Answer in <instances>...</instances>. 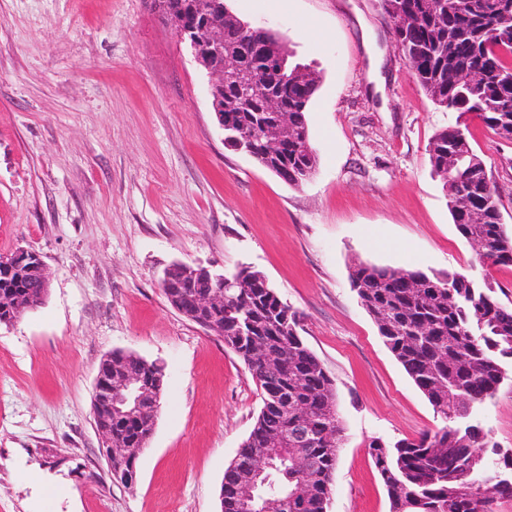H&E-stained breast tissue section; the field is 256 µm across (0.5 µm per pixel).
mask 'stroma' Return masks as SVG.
Masks as SVG:
<instances>
[{"label":"stroma","instance_id":"1","mask_svg":"<svg viewBox=\"0 0 512 512\" xmlns=\"http://www.w3.org/2000/svg\"><path fill=\"white\" fill-rule=\"evenodd\" d=\"M225 4L319 78L307 114L318 164L301 186L225 146L210 79L153 0H0V254L28 249L50 274L44 304L0 325V512H40L23 469L68 484L57 512H219L261 390L223 340L169 304L160 280L172 263L252 266L301 313L344 427L328 512H389L369 443L442 425L350 266L462 269L512 299V267L483 272L453 224L428 149L457 115L417 83L382 0ZM304 23L322 38L301 40ZM465 123L512 225V142ZM115 350L165 367L130 487L108 480L91 409ZM478 421L512 452V379Z\"/></svg>","mask_w":512,"mask_h":512}]
</instances>
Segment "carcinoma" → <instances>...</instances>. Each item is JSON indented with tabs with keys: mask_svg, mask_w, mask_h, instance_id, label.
I'll list each match as a JSON object with an SVG mask.
<instances>
[{
	"mask_svg": "<svg viewBox=\"0 0 512 512\" xmlns=\"http://www.w3.org/2000/svg\"><path fill=\"white\" fill-rule=\"evenodd\" d=\"M174 14L190 21L210 0H165ZM448 12L427 17L420 0H401L415 13V29L397 36L405 59L421 88L437 105L481 118L504 141L512 142V0H450ZM500 17L508 36L494 33L488 16ZM237 16L226 25L225 49L235 53L242 44ZM473 72L469 83L449 76L451 63ZM288 80L274 85L288 107V123L297 135L288 140L280 157L262 156L265 128L276 117L262 116L260 104L224 112V141L237 146L247 129V147L255 161L288 171V184L300 185L305 170L317 165L310 143L306 113L317 85L308 81L309 67L285 55ZM432 170L443 180L448 209L458 233L476 248L481 267L512 265V229L503 222L499 189L484 160L472 148L467 126L456 122L438 131L429 146ZM468 205L459 210L456 196ZM350 283L377 325L396 360L427 398L443 426L393 444L371 441L370 454L389 498V512H497L512 500V487L495 480L500 471L490 461L487 442L475 423L480 407L507 377L512 361V305L502 303L487 280L459 272L427 274L357 262L350 267ZM215 283L199 279L192 288H167L171 306L185 311L193 298ZM221 339L247 365L263 394L253 427L224 470L223 512H241L236 484L243 468L267 462L258 492L269 512H327L343 427L334 380L321 360L304 344L298 329L301 314L283 302L259 271L243 267L224 275ZM41 282L22 269L0 275V325L15 322L4 299L12 295L39 296ZM114 358L143 375L157 392L164 390V374L155 362L120 350ZM310 407V439L304 448H276L274 440L292 433L300 418L293 405ZM153 425L152 416L141 430L119 436L135 448ZM335 437L326 444L322 434Z\"/></svg>",
	"mask_w": 512,
	"mask_h": 512,
	"instance_id": "obj_1",
	"label": "carcinoma"
}]
</instances>
